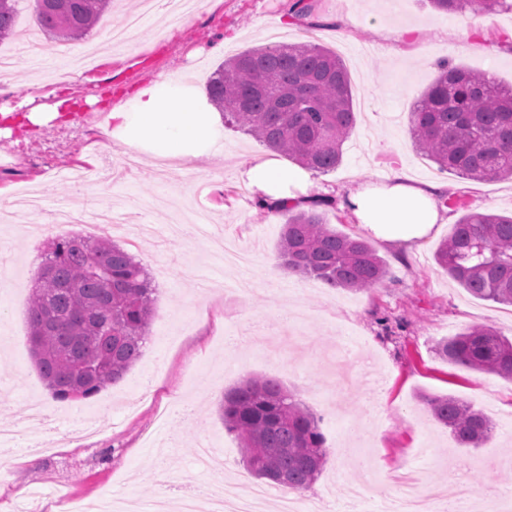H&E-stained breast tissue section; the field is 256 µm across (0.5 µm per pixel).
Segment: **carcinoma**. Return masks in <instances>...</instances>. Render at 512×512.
<instances>
[{"label": "carcinoma", "instance_id": "obj_1", "mask_svg": "<svg viewBox=\"0 0 512 512\" xmlns=\"http://www.w3.org/2000/svg\"><path fill=\"white\" fill-rule=\"evenodd\" d=\"M20 0H0V44L18 34ZM42 34L70 41L89 35L112 0H31ZM454 13L478 14L504 0H429ZM410 115L419 151L441 170L476 180L512 175V87L443 61ZM209 102L224 121L299 165L330 172L356 124L351 82L336 53L312 44L246 50L210 76ZM319 199L288 215L280 265L331 288L351 291L384 284V261L362 239L326 224ZM486 249L477 253V245ZM448 277L473 297L512 306V216L470 213L454 225L435 254ZM28 311L32 357L52 394L89 398L124 378L149 336L156 288L130 252L110 238L62 234L47 247ZM446 360L512 379V341L472 327L437 344ZM433 419L463 448H480L495 424L448 395H424ZM224 427L235 434L250 472L293 491L311 487L327 457L319 419L276 380L251 377L224 395Z\"/></svg>", "mask_w": 512, "mask_h": 512}]
</instances>
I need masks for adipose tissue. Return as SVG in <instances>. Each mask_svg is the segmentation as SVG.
Listing matches in <instances>:
<instances>
[{
	"instance_id": "ef3b65f1",
	"label": "adipose tissue",
	"mask_w": 512,
	"mask_h": 512,
	"mask_svg": "<svg viewBox=\"0 0 512 512\" xmlns=\"http://www.w3.org/2000/svg\"><path fill=\"white\" fill-rule=\"evenodd\" d=\"M110 116L116 129L148 143L153 159L176 162L185 170L195 167L197 145L214 142L221 119L220 113L197 112L185 103L161 110L151 98L133 112L111 107ZM240 177L259 204L275 208L306 206L319 193L312 171L284 166L271 149L253 155ZM445 194L444 186L413 182L405 170L398 169L382 181L353 180L337 195L336 204L365 231L408 248L444 223Z\"/></svg>"
}]
</instances>
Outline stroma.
Here are the masks:
<instances>
[{
    "label": "stroma",
    "mask_w": 512,
    "mask_h": 512,
    "mask_svg": "<svg viewBox=\"0 0 512 512\" xmlns=\"http://www.w3.org/2000/svg\"><path fill=\"white\" fill-rule=\"evenodd\" d=\"M295 2L210 0L189 25L153 17L135 43L103 54L93 70L73 73L67 86L78 106L68 122L0 132V171L26 174L45 201L43 212H20L0 224V241L8 245L0 256V424L19 428L6 452L10 465L0 473L14 493L0 498V512H67L68 497H112L133 512H155L156 503L173 502L174 488L203 494L215 481L234 482L246 466L219 405L250 377L278 380L320 417L327 459L307 495L323 499L325 512H383L403 477L438 485L460 459L468 462L471 512H485L499 491L512 490V380L448 362L435 350L441 339L474 326L512 338V307L473 297L435 261L463 216L512 214V176L479 181L441 170L417 152L410 131V113L435 79L438 60L512 84V9L446 14L428 0H317L300 20ZM334 17L359 24L337 27ZM411 26L420 30L416 47L395 38ZM219 41L224 48L217 52ZM276 41L328 48L349 71L356 126L341 164L321 175V184L334 194L353 178L380 181L401 166L416 182L447 186V223L421 246L397 249L326 207L327 224L366 237L391 273L384 285L363 292L331 289L279 268L285 219L262 216L238 173L262 148L253 137L222 125L219 151L203 150L190 172L159 173L140 152L138 168L120 189L136 220L161 226L175 203L193 205L195 177L212 183L207 218L174 242L138 237L134 223L113 225V241L142 263L158 290L149 339L118 384L86 399H56L31 357L28 308L38 266L30 257L43 255L48 236L96 233L90 223L53 225L52 211L67 204L111 209L118 189L101 173L74 185L50 176V169L68 159L94 162L84 119L104 118L98 102L104 91L129 110L142 92L207 112V80L224 59ZM60 88L52 70L36 71L22 59L0 76V107L23 115L37 105L48 112ZM219 238L253 256L248 297L230 289L236 269L213 257ZM427 394L482 410L495 422L491 439L479 448L459 447L426 411L421 398ZM33 399L50 417L23 420ZM365 473L380 490L352 499L348 489Z\"/></svg>",
    "instance_id": "stroma-1"
}]
</instances>
